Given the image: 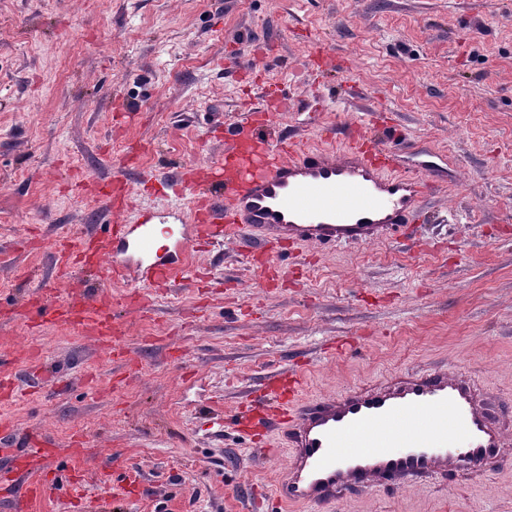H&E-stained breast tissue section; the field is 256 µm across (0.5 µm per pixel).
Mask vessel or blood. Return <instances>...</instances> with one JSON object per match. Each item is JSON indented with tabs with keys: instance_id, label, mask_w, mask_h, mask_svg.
Instances as JSON below:
<instances>
[{
	"instance_id": "obj_1",
	"label": "vessel or blood",
	"mask_w": 512,
	"mask_h": 512,
	"mask_svg": "<svg viewBox=\"0 0 512 512\" xmlns=\"http://www.w3.org/2000/svg\"><path fill=\"white\" fill-rule=\"evenodd\" d=\"M287 97L241 111L224 151L188 177L164 181L174 198L162 209L130 206L131 188L114 170L107 231L89 230L60 273L70 285L57 300L50 280L40 282L31 314L111 346L129 327V314L151 307V295L179 283L191 249L249 243L262 248V282L279 277L273 260L283 250L317 246L332 251L406 236L437 188L434 168L401 165L360 124L342 130L335 152L305 148L294 135L264 133ZM95 261L100 287H87L83 270ZM131 292L116 303L110 286ZM303 375H269L260 394L248 396L224 422L254 441L260 454L285 448L289 464L277 488L279 502L331 506L354 490L377 491L432 478L477 479L512 446V421L500 417L484 388L452 367L401 373L309 401ZM55 442L36 429L0 422V483L16 488L14 512L37 499L59 496L62 486L28 480L21 461L57 456Z\"/></svg>"
}]
</instances>
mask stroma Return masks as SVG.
Returning <instances> with one entry per match:
<instances>
[{
    "mask_svg": "<svg viewBox=\"0 0 512 512\" xmlns=\"http://www.w3.org/2000/svg\"><path fill=\"white\" fill-rule=\"evenodd\" d=\"M323 44L350 71L313 74ZM295 109L329 148L377 113L374 132L407 165L434 163L440 191L410 238L279 257L260 287L246 248L195 255L215 288L182 286L133 317L115 370L76 331L0 328L27 391L0 419L72 434L87 451L52 460L59 479L139 476L105 512H272L286 456L254 457L199 420L299 363L317 398L381 376L456 366L512 412V0H0V309L26 303L107 212L79 180L131 185L217 157L224 124L257 89ZM335 512H512V458L480 480L356 491Z\"/></svg>",
    "mask_w": 512,
    "mask_h": 512,
    "instance_id": "35a3bbf8",
    "label": "stroma"
}]
</instances>
